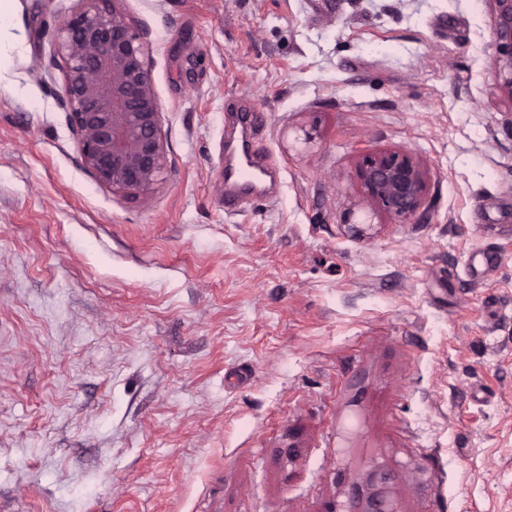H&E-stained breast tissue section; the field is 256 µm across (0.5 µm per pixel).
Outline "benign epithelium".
Wrapping results in <instances>:
<instances>
[{"mask_svg":"<svg viewBox=\"0 0 512 512\" xmlns=\"http://www.w3.org/2000/svg\"><path fill=\"white\" fill-rule=\"evenodd\" d=\"M80 2L60 29L62 106L83 167L100 184L139 198L152 190L165 165L161 112L140 37L103 0ZM489 2L497 46L493 66L512 101V0ZM356 174L370 200L400 222L424 202L426 170L406 151L365 156ZM391 482L390 473L376 469L352 483L347 512H395L385 495Z\"/></svg>","mask_w":512,"mask_h":512,"instance_id":"obj_1","label":"benign epithelium"}]
</instances>
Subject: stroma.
I'll return each mask as SVG.
<instances>
[{"mask_svg": "<svg viewBox=\"0 0 512 512\" xmlns=\"http://www.w3.org/2000/svg\"><path fill=\"white\" fill-rule=\"evenodd\" d=\"M165 169L84 170L60 105L78 0L0 29V512H512V103L489 0H106ZM270 196L225 211L224 112ZM398 149L418 216L356 176ZM494 258L475 274L468 258ZM356 174L370 200L400 222L408 221L424 202L426 170L406 151L365 156L357 164ZM392 475L384 470H373L360 481L351 484L350 507L347 512H396L383 489H389Z\"/></svg>", "mask_w": 512, "mask_h": 512, "instance_id": "stroma-1", "label": "stroma"}]
</instances>
